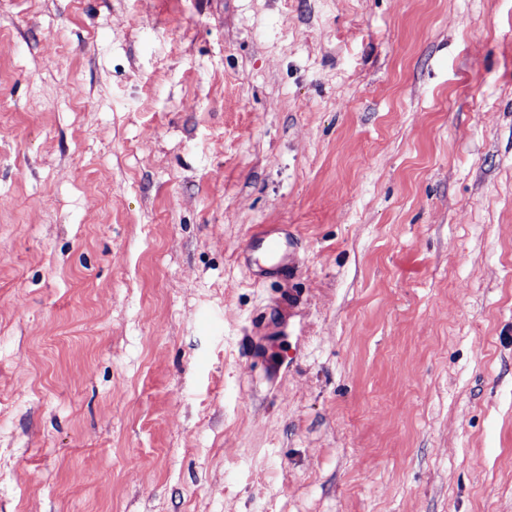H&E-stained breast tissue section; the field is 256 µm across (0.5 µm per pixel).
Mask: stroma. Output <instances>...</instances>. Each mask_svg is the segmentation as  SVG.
<instances>
[{
    "label": "stroma",
    "mask_w": 512,
    "mask_h": 512,
    "mask_svg": "<svg viewBox=\"0 0 512 512\" xmlns=\"http://www.w3.org/2000/svg\"><path fill=\"white\" fill-rule=\"evenodd\" d=\"M0 512H512V0H0Z\"/></svg>",
    "instance_id": "stroma-1"
}]
</instances>
